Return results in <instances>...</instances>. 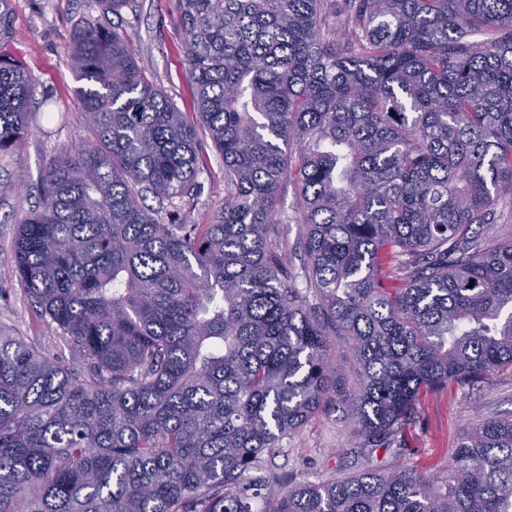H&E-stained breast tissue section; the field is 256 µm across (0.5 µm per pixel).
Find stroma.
Returning a JSON list of instances; mask_svg holds the SVG:
<instances>
[{"label": "stroma", "instance_id": "35a3bbf8", "mask_svg": "<svg viewBox=\"0 0 512 512\" xmlns=\"http://www.w3.org/2000/svg\"><path fill=\"white\" fill-rule=\"evenodd\" d=\"M174 0H138L135 10L108 18L126 34L150 78L180 111L195 109V87L180 53L182 34L173 21ZM9 27L0 32V53L17 57L34 79L31 133L18 153H0V329L24 337L48 358L86 375L87 361L69 349L53 328L43 324L21 286L11 244L18 206L38 201L40 174L53 155H65L86 137L75 90L78 82L68 53L75 26L104 17L99 0H7ZM211 174L200 194L182 201L192 220L207 222L224 205V166L211 144H204ZM336 389L325 408L272 462L290 482H315L333 475H355L379 465L409 463L434 473L443 469L462 429L477 416L512 414V376L500 375L430 397L407 430L399 452L367 455L353 447L343 400L355 375L347 339L335 340Z\"/></svg>", "mask_w": 512, "mask_h": 512}]
</instances>
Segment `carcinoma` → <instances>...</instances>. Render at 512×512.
I'll list each match as a JSON object with an SVG mask.
<instances>
[{"label": "carcinoma", "mask_w": 512, "mask_h": 512, "mask_svg": "<svg viewBox=\"0 0 512 512\" xmlns=\"http://www.w3.org/2000/svg\"><path fill=\"white\" fill-rule=\"evenodd\" d=\"M174 12L193 118L122 32L76 27L89 138L46 163L11 251L90 372L0 330V512H512L511 415L470 423L439 473L285 484L266 466L330 398L338 333L372 451L423 396L512 373V0ZM32 83L0 56V152L25 146ZM204 135L224 207L176 220L163 204L211 174Z\"/></svg>", "instance_id": "carcinoma-1"}]
</instances>
